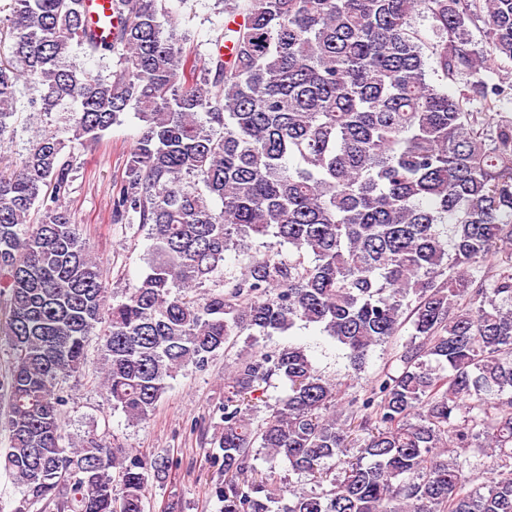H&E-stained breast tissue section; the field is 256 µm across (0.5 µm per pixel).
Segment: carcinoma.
I'll return each mask as SVG.
<instances>
[{"label": "carcinoma", "mask_w": 512, "mask_h": 512, "mask_svg": "<svg viewBox=\"0 0 512 512\" xmlns=\"http://www.w3.org/2000/svg\"><path fill=\"white\" fill-rule=\"evenodd\" d=\"M83 2L10 0L0 17V146L21 83L23 110L63 114L70 133L50 127L0 166V428L16 512H144L149 479L168 474L165 458L94 434L64 443L61 381L100 324L102 385L131 422L246 336L212 453L221 512H512V120L487 132L469 110L501 98L482 72L512 60V0H221L224 43L203 55L169 0H112L102 41ZM478 17L487 53L469 37ZM459 74L469 81L448 93ZM128 110L142 129L111 220L148 228L150 261L110 300L62 203L76 161L63 149ZM255 235L275 242L224 270ZM405 315L401 371L362 394L299 346L252 350L315 324L358 370ZM275 377L288 393L259 419ZM258 447L316 489L285 499L268 477L244 479ZM488 456L497 474L468 488L471 458Z\"/></svg>", "instance_id": "carcinoma-1"}]
</instances>
